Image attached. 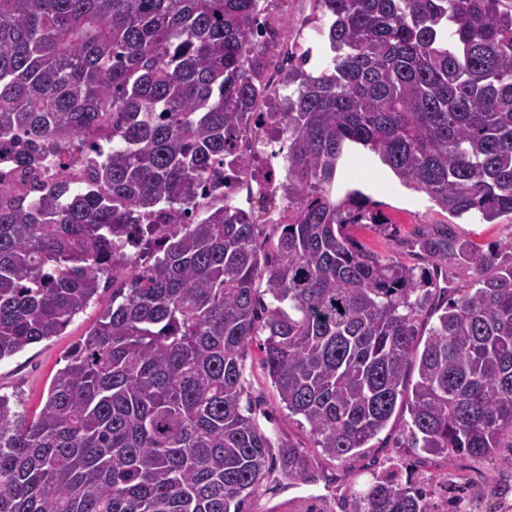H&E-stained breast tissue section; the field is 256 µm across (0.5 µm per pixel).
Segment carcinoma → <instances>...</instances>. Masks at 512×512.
Segmentation results:
<instances>
[{
  "instance_id": "obj_1",
  "label": "carcinoma",
  "mask_w": 512,
  "mask_h": 512,
  "mask_svg": "<svg viewBox=\"0 0 512 512\" xmlns=\"http://www.w3.org/2000/svg\"><path fill=\"white\" fill-rule=\"evenodd\" d=\"M272 0H0V361L112 299L30 417L0 394V512H249L250 498L348 464L397 412L405 447L452 463L512 448V239L449 224L420 272L363 247L388 224L337 175L376 154L453 217H512V0H313L311 50L270 86ZM288 142L272 254L224 204V162ZM111 143L71 178L51 156ZM466 288L429 307L452 269ZM265 288H256L258 283ZM276 306L261 305V294ZM314 455L242 408L255 337ZM512 491H479L498 512ZM341 512H435L426 485L352 479Z\"/></svg>"
}]
</instances>
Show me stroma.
Masks as SVG:
<instances>
[{
  "label": "stroma",
  "mask_w": 512,
  "mask_h": 512,
  "mask_svg": "<svg viewBox=\"0 0 512 512\" xmlns=\"http://www.w3.org/2000/svg\"><path fill=\"white\" fill-rule=\"evenodd\" d=\"M344 182L361 189L381 205L389 218L388 230L369 226L356 228L355 235L369 250L382 256L396 257L403 263L424 266L425 260L415 253L410 243L417 236L430 232L435 225L453 224L460 237L488 246L512 237V218L503 217L487 224L469 216L452 218L424 192L405 185L377 157L362 152L352 154L341 173ZM109 295L100 303L90 305L66 327L61 335L33 344L15 357L0 362V394L18 395L22 411L35 413L41 408L56 371L63 367L64 356L79 342L99 317ZM244 376L248 400L261 426L267 432L291 440L299 447H310L305 429L290 418L279 402L262 365L258 348H251ZM404 418H396L385 430L369 441L361 457L356 458L351 471L358 483L389 465H397L401 481L412 480L427 484L436 500L453 497L459 475H466L472 485L490 480L512 479V471L500 467L498 459L459 461L449 468L436 456L403 447ZM324 489L319 483L300 482L277 493H258L249 504L250 512H305L312 505H321Z\"/></svg>",
  "instance_id": "obj_1"
}]
</instances>
